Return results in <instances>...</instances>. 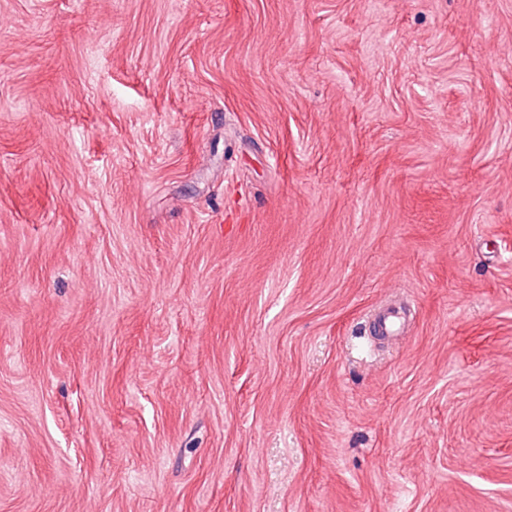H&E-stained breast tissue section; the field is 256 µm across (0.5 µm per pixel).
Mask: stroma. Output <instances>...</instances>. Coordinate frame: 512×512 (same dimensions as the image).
I'll return each instance as SVG.
<instances>
[{"label": "stroma", "mask_w": 512, "mask_h": 512, "mask_svg": "<svg viewBox=\"0 0 512 512\" xmlns=\"http://www.w3.org/2000/svg\"><path fill=\"white\" fill-rule=\"evenodd\" d=\"M0 512H512V0H0Z\"/></svg>", "instance_id": "35a3bbf8"}]
</instances>
